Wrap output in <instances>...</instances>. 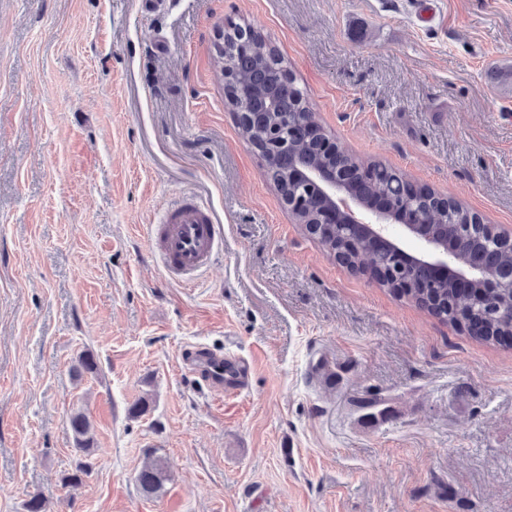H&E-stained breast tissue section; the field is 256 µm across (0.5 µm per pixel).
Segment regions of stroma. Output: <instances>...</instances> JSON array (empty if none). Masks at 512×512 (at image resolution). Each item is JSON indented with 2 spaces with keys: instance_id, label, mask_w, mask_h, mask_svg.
<instances>
[{
  "instance_id": "stroma-1",
  "label": "stroma",
  "mask_w": 512,
  "mask_h": 512,
  "mask_svg": "<svg viewBox=\"0 0 512 512\" xmlns=\"http://www.w3.org/2000/svg\"><path fill=\"white\" fill-rule=\"evenodd\" d=\"M421 2L0 0V512H512V349L329 256L224 95L225 24L251 23L332 141L512 227V0ZM184 194L224 226L191 284L147 235ZM193 348L248 360L244 390ZM69 425L74 436L75 451L83 457L93 453L95 436L89 417L82 411H75L69 418ZM156 451L148 453L149 462L143 466L136 476L140 492L146 497H155L169 480L170 462L164 456H153ZM151 457V458H150Z\"/></svg>"
}]
</instances>
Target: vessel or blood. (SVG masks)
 I'll return each instance as SVG.
<instances>
[{"label": "vessel or blood", "instance_id": "vessel-or-blood-1", "mask_svg": "<svg viewBox=\"0 0 512 512\" xmlns=\"http://www.w3.org/2000/svg\"><path fill=\"white\" fill-rule=\"evenodd\" d=\"M148 236L153 253L169 278L187 281L205 272L224 241V228L216 224L210 209L197 198H183L179 206L150 225ZM204 380L211 388L241 383L245 369L232 358L202 356Z\"/></svg>", "mask_w": 512, "mask_h": 512}]
</instances>
